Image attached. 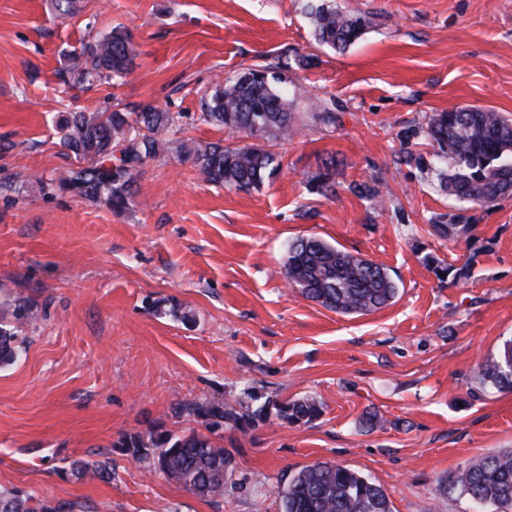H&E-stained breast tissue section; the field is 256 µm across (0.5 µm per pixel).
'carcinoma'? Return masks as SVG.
Listing matches in <instances>:
<instances>
[{
  "mask_svg": "<svg viewBox=\"0 0 512 512\" xmlns=\"http://www.w3.org/2000/svg\"><path fill=\"white\" fill-rule=\"evenodd\" d=\"M307 12L313 22L316 42L343 51L357 41L368 25L362 16L347 14L322 0H309ZM135 50L121 29L89 45L72 58L71 73L81 83L121 78L128 74ZM288 61L279 59L258 68H246L216 84L203 103L205 121L248 138L270 133L286 138L296 132L292 103L288 100ZM131 113L114 110L103 118L85 112H68L59 122L65 149L83 161V166L60 174L58 184L82 197L100 201L116 213L131 206L134 172L157 154L161 137L171 125V116L148 105L136 113L145 133L132 138ZM427 134L436 144L437 158H451L454 173L441 181L443 190L462 203L488 205L512 196V120L498 112L466 108L450 109L431 116ZM179 154L215 185L239 190L259 187L272 178L281 161L274 151L257 143L224 146L185 140ZM318 176L315 189L336 193L331 166ZM349 191L360 198L381 197L378 187L367 181L353 182ZM464 208L450 222L432 224L440 237H454L468 229L473 217ZM435 274L453 280L471 277V266L444 264L426 256ZM284 275L301 294L326 309L343 315H365L392 301L397 286L382 265L343 251L316 237H301L288 246ZM36 320L33 308L19 299L0 303V368L20 357V328ZM480 376L499 390H512V339L503 342L495 357L480 365ZM207 428L230 425L245 429L266 417L265 408L240 413L219 402L187 408ZM319 414L312 400L278 404V416L296 423ZM132 459L148 462L154 469L181 483L189 491L209 499L224 498L231 458L224 447L195 431L173 435L153 429L148 433L123 435L115 444ZM72 474L79 478L108 481L112 468L103 463L75 462ZM448 488L469 496L480 508L492 512L512 509V451L488 454L477 463L448 477ZM281 512H391L385 491L346 467L318 462L302 468L278 491ZM81 505L64 502L55 507L20 490L0 492V512H77Z\"/></svg>",
  "mask_w": 512,
  "mask_h": 512,
  "instance_id": "1",
  "label": "carcinoma"
}]
</instances>
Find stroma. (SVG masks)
I'll list each match as a JSON object with an SVG mask.
<instances>
[{"label": "stroma", "mask_w": 512, "mask_h": 512, "mask_svg": "<svg viewBox=\"0 0 512 512\" xmlns=\"http://www.w3.org/2000/svg\"><path fill=\"white\" fill-rule=\"evenodd\" d=\"M307 0H0V301L32 303L19 360L0 369V489L84 512H280L277 490L330 462L380 485L392 512H477L448 476L512 450V391L479 364L512 338V196L476 209L470 237H437L457 213L431 169V115L454 107L512 118V0H336L371 24L345 51L318 44ZM136 52L120 81L74 84L75 54L113 28ZM287 56L293 138L265 136L281 168L258 189L208 183L177 148L235 143L202 118L217 81ZM338 120H319L315 104ZM154 105L174 116L115 213L60 188L75 166L56 127L65 112ZM335 158L336 193L312 189ZM376 180L383 202L359 198ZM317 236L386 267L393 302L347 316L288 284L290 242ZM433 255L471 264L438 279ZM315 400L320 413L276 414L213 438L233 458L223 500L199 497L114 446L159 428L204 432L185 405L238 411ZM375 413L378 422L363 418ZM109 463L79 480L73 461Z\"/></svg>", "instance_id": "obj_1"}]
</instances>
